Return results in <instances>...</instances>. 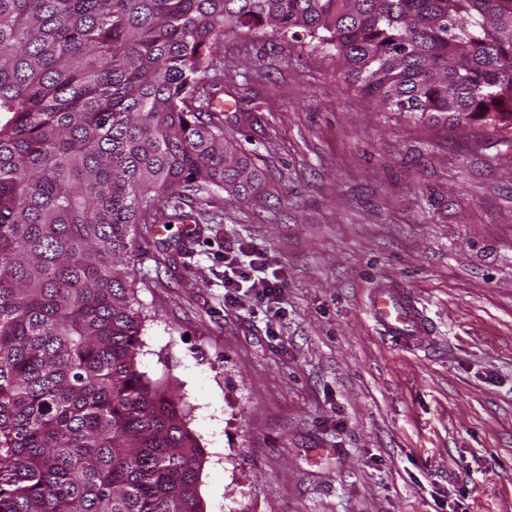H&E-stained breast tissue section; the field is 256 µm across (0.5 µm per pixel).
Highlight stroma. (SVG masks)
I'll return each instance as SVG.
<instances>
[{
    "instance_id": "stroma-1",
    "label": "stroma",
    "mask_w": 512,
    "mask_h": 512,
    "mask_svg": "<svg viewBox=\"0 0 512 512\" xmlns=\"http://www.w3.org/2000/svg\"><path fill=\"white\" fill-rule=\"evenodd\" d=\"M215 121L262 182L135 229L137 361L168 378L203 450V512H512V138L409 121L329 50L224 38ZM262 253L278 304L224 288ZM431 323L397 346L368 291ZM414 296L392 281H378L368 295L367 312L374 325L402 348L420 345L430 326Z\"/></svg>"
}]
</instances>
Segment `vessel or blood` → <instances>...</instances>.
<instances>
[{
  "mask_svg": "<svg viewBox=\"0 0 512 512\" xmlns=\"http://www.w3.org/2000/svg\"><path fill=\"white\" fill-rule=\"evenodd\" d=\"M367 312L385 336L403 348L420 345L430 326L414 296L391 281H378L368 295Z\"/></svg>",
  "mask_w": 512,
  "mask_h": 512,
  "instance_id": "1",
  "label": "vessel or blood"
}]
</instances>
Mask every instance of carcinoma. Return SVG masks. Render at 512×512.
Returning <instances> with one entry per match:
<instances>
[{
    "label": "carcinoma",
    "mask_w": 512,
    "mask_h": 512,
    "mask_svg": "<svg viewBox=\"0 0 512 512\" xmlns=\"http://www.w3.org/2000/svg\"><path fill=\"white\" fill-rule=\"evenodd\" d=\"M242 29L332 48L401 117L512 132V0H0V512H203L180 398L138 367L134 231L259 185L201 119Z\"/></svg>",
    "instance_id": "1"
}]
</instances>
